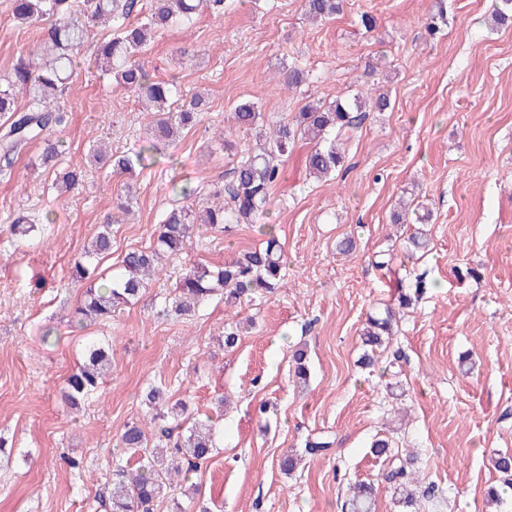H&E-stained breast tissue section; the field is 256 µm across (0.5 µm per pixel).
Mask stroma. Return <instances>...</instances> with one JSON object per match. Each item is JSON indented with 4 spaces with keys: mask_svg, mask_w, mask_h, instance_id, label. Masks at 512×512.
I'll list each match as a JSON object with an SVG mask.
<instances>
[{
    "mask_svg": "<svg viewBox=\"0 0 512 512\" xmlns=\"http://www.w3.org/2000/svg\"><path fill=\"white\" fill-rule=\"evenodd\" d=\"M10 4L0 0L2 75L42 40ZM441 8L446 23L430 33ZM492 9L493 0H344L334 21L312 23L303 0H228L222 16L159 31L140 62L159 78L177 75L184 100L203 95L207 108L127 182L91 166L92 150L126 151L153 116L82 51L59 101L61 156L36 165L35 141L0 176V435L14 443L0 460V512H90L112 476L116 436L145 417L143 394L159 383L216 427L214 456L185 478L210 512H348L349 486L360 481L379 488L374 512H406L387 460L371 452L379 438L413 451L422 486L435 487L422 512H512V489L493 467L512 455V21L494 22ZM295 67L317 81L292 95L285 84ZM351 90L387 93L389 105L351 143L347 172L310 178L302 142L281 162L262 218L284 250L280 288L161 314L188 262L218 266L262 240L251 224L202 229L189 253L164 258L138 303L73 328L83 287L69 279L72 259L111 223L112 253L99 265L111 274L126 252L153 244L172 177L206 193L223 185L256 139L234 124L239 101L257 102L270 126L308 98ZM80 166L85 182L60 191L56 178ZM127 183L134 203L125 213L116 197ZM410 196L430 213L424 226L393 221L398 199ZM23 214L52 222L20 240L10 226ZM419 228L428 249L411 257ZM347 237L356 248L340 252ZM388 306L399 311L395 333L362 367L361 330ZM233 325L240 341L227 350L218 337ZM97 338L112 346V370L81 409H68L64 381ZM299 346L310 362L305 385L292 375ZM317 437L330 449L306 454ZM287 453L302 458L288 475L279 468ZM492 486L502 501L490 507Z\"/></svg>",
    "mask_w": 512,
    "mask_h": 512,
    "instance_id": "35a3bbf8",
    "label": "stroma"
}]
</instances>
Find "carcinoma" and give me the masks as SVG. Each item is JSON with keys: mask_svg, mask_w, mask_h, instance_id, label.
Masks as SVG:
<instances>
[{"mask_svg": "<svg viewBox=\"0 0 512 512\" xmlns=\"http://www.w3.org/2000/svg\"><path fill=\"white\" fill-rule=\"evenodd\" d=\"M67 0H12L13 15L23 24H44L40 53L32 60L21 59L12 72L0 79V162L12 167L13 159L26 145L44 140L42 161L48 165L59 155V141L51 132L61 126L63 115L58 99L71 79L76 57L88 43L91 25L112 24L113 35L99 41L93 52V64L154 113L155 123L147 130L142 144L129 152L109 154L97 148L95 163L109 166L115 174L131 175L143 165L145 155L154 148V141L174 142L182 130L200 120L206 102L194 99L192 109L173 111L172 104L181 92L179 78L171 75L159 79L137 60L152 35L168 27L190 28L199 14L210 11L224 14V0H151L147 10L137 9V0H82L78 9L66 6ZM305 12L315 20H331L342 10V0H304ZM26 99L17 105L18 97ZM370 113V100L355 94L342 96L334 102L312 101L303 106L294 119L284 120L265 133L258 130L262 113L256 102L245 100L234 112L236 126L256 131L259 145L236 162L231 179L204 199L201 208H194L198 187L189 180L171 181V193L184 201L166 212L157 229L154 244L145 249L125 253L120 268L84 290L76 309L74 324L85 328L96 322L109 321L117 309L137 302L149 288L156 273L158 258L164 253L178 254L191 247L196 226L212 228L228 224H252L271 202L274 185L281 174V159L288 155L298 139L313 143L305 157L310 176L322 179L333 175L345 163L348 142L359 137ZM259 233L265 245L245 251L222 266L203 263L192 265L182 275L177 294L165 301L164 310L176 315L190 313L215 292H224L226 301L238 300L256 290L270 293L283 280L284 254L273 228L263 224ZM112 250V225L102 224L90 249L75 259L72 278L88 279L92 260ZM392 310L383 317H371L363 333L366 347L361 363L374 362V351L381 348L385 337L392 335ZM111 364L109 346L90 343L82 362L67 377L63 400L70 409H77L98 388ZM144 404L149 408V423L165 417V412L181 416L185 404H170V395L162 386L151 387ZM214 427L194 424L188 434L173 446L157 443L159 452L145 468L136 470L123 464V456H136L148 448L146 424L131 422L124 426L117 439L121 457L113 461L112 486L107 495L95 499L97 512H154V506L174 484L175 478L207 462L216 450ZM387 479L396 484L406 507L414 504L410 486L417 482L414 473L402 465L391 470ZM351 512H372L376 488L358 482L350 487Z\"/></svg>", "mask_w": 512, "mask_h": 512, "instance_id": "obj_1", "label": "carcinoma"}]
</instances>
